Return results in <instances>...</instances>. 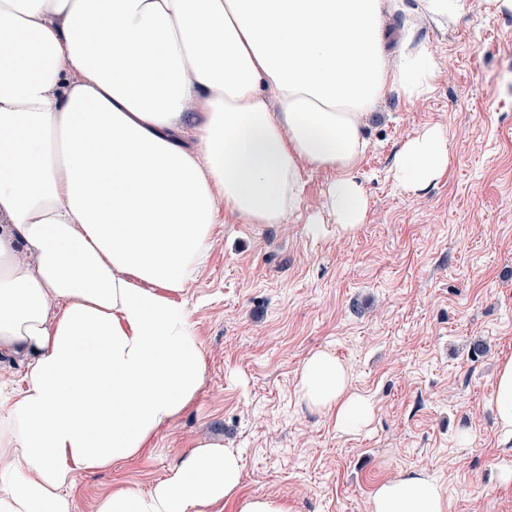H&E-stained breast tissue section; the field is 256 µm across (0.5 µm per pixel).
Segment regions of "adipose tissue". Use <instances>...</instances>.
<instances>
[{"label":"adipose tissue","instance_id":"1","mask_svg":"<svg viewBox=\"0 0 512 512\" xmlns=\"http://www.w3.org/2000/svg\"><path fill=\"white\" fill-rule=\"evenodd\" d=\"M402 0H0V355L25 360L0 394V512H73L79 475L139 456L195 402L205 359L175 299L206 261L220 212L279 224L306 168L330 169L340 232L362 224L364 125L389 89L415 100L439 69L384 48ZM448 169V138L404 142L392 176L418 193ZM308 407L352 430L372 417L327 351L302 365ZM512 440V358L497 369ZM241 458L200 442L148 492L95 512H290L244 496ZM372 512H450L413 471Z\"/></svg>","mask_w":512,"mask_h":512}]
</instances>
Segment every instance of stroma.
I'll return each mask as SVG.
<instances>
[{
    "instance_id": "obj_1",
    "label": "stroma",
    "mask_w": 512,
    "mask_h": 512,
    "mask_svg": "<svg viewBox=\"0 0 512 512\" xmlns=\"http://www.w3.org/2000/svg\"><path fill=\"white\" fill-rule=\"evenodd\" d=\"M417 7L403 0L386 17V52L413 25L440 77L416 101L389 90L370 115L360 228L337 233L327 169L306 171L283 223L220 213L208 259L176 297L203 344L196 401L138 457L79 476L74 512L118 489L148 491L202 439L239 451L243 494L286 499L292 512H370L377 485L420 469L451 512H512V481L500 477L512 442L492 401L512 357V13L467 0L445 26ZM431 126L448 137V171L414 194L390 169ZM323 350L372 401L366 428L341 431L301 401L300 368Z\"/></svg>"
}]
</instances>
